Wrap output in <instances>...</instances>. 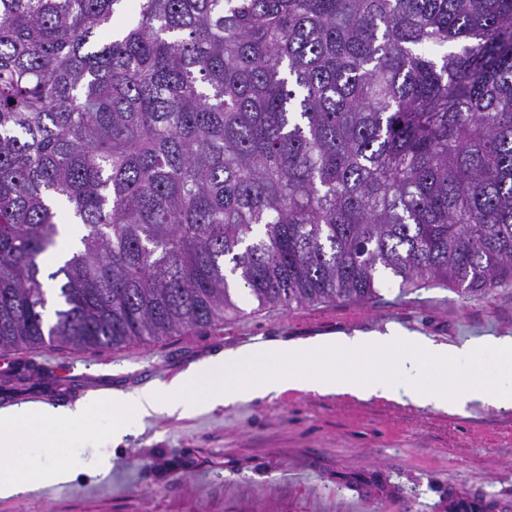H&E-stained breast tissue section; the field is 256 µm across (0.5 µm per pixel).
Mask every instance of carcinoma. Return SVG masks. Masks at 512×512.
<instances>
[{"mask_svg":"<svg viewBox=\"0 0 512 512\" xmlns=\"http://www.w3.org/2000/svg\"><path fill=\"white\" fill-rule=\"evenodd\" d=\"M381 279L512 285V0H0V351Z\"/></svg>","mask_w":512,"mask_h":512,"instance_id":"1","label":"carcinoma"}]
</instances>
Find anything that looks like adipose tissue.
<instances>
[{
	"instance_id": "adipose-tissue-1",
	"label": "adipose tissue",
	"mask_w": 512,
	"mask_h": 512,
	"mask_svg": "<svg viewBox=\"0 0 512 512\" xmlns=\"http://www.w3.org/2000/svg\"><path fill=\"white\" fill-rule=\"evenodd\" d=\"M289 390L407 400L454 414L471 404L512 407V338H490L462 349L424 336L337 334L276 340L229 349L189 366L168 382L112 391L71 407L22 403L0 409V498L71 481L54 456L71 447V429L109 412L97 435L121 443L144 419L193 415L237 401ZM22 448H42L39 469Z\"/></svg>"
}]
</instances>
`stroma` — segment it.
Returning a JSON list of instances; mask_svg holds the SVG:
<instances>
[{
  "instance_id": "1",
  "label": "stroma",
  "mask_w": 512,
  "mask_h": 512,
  "mask_svg": "<svg viewBox=\"0 0 512 512\" xmlns=\"http://www.w3.org/2000/svg\"><path fill=\"white\" fill-rule=\"evenodd\" d=\"M153 342L99 352L0 354V407L72 406L97 390L167 382L217 352L269 340L393 329L458 348L512 336V287L461 295L382 281L363 303L258 308ZM100 457L112 468H96ZM69 484L0 500V512H512V409L450 415L411 402L287 391L189 417H151L120 446L77 435L57 456Z\"/></svg>"
}]
</instances>
